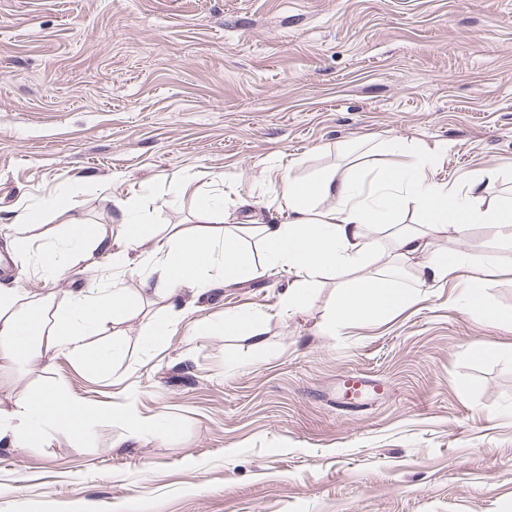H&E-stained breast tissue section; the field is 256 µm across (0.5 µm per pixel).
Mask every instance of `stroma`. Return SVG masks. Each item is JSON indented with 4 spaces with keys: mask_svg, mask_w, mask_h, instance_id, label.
<instances>
[{
    "mask_svg": "<svg viewBox=\"0 0 512 512\" xmlns=\"http://www.w3.org/2000/svg\"><path fill=\"white\" fill-rule=\"evenodd\" d=\"M388 138L439 151V180L512 198V0H0V288L62 303L136 287L150 266L116 279L106 251L54 272L36 255L73 221L115 229L128 197L161 237L214 197L225 223H280L285 175L377 168ZM50 199L63 210L17 223L18 203ZM341 279L300 313L280 311L279 274L154 295L109 375L64 355L18 371L178 430L139 439L102 417L78 441L0 447V512H512V324L445 283L334 327ZM248 308L263 346L198 335ZM349 372L388 395L342 412Z\"/></svg>",
    "mask_w": 512,
    "mask_h": 512,
    "instance_id": "obj_1",
    "label": "stroma"
}]
</instances>
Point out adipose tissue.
Returning <instances> with one entry per match:
<instances>
[{
	"mask_svg": "<svg viewBox=\"0 0 512 512\" xmlns=\"http://www.w3.org/2000/svg\"><path fill=\"white\" fill-rule=\"evenodd\" d=\"M389 164L371 171L331 170L300 182L285 177L282 205L285 224H228L219 232H177L169 236L163 256L151 257L153 238L149 225L138 216L139 201L126 200L119 207L121 219L111 235L85 224H73L60 242L40 253L46 270H56L64 254L93 247L111 250L112 264L127 267L133 251L152 259V276L138 287L116 284L74 296L68 306L55 307L52 299L20 304L15 290L0 289V363L31 364L49 354H62L98 374L110 372L124 352L120 324L137 314L145 297L167 287L169 293L187 288L194 295L208 291L214 280L238 284L244 275L258 278L271 269L288 268L294 279L281 303L291 311L302 310L314 296L318 278L325 272L351 271L338 289L329 321L338 326L384 320L415 302L422 289L448 281L461 290V305L469 312L512 322V313L490 305L487 275L512 274V202L488 198L480 180L461 189L436 182L437 162L405 144L382 142ZM417 212L428 229L403 228L407 211ZM400 225L387 271L368 275L364 269L375 258L367 239L370 228ZM474 224L495 227L501 243L487 255L484 275L473 272L469 254L436 247L435 237L464 235ZM257 235L264 251L262 262H252L242 247L247 234ZM415 262L411 280H404L401 264ZM110 336L109 344L93 347L92 336ZM12 393L10 406L0 407V446L28 448L44 444L49 431L82 437L98 413L97 407L65 397L60 389L29 387L16 390L0 379V390Z\"/></svg>",
	"mask_w": 512,
	"mask_h": 512,
	"instance_id": "ef3b65f1",
	"label": "adipose tissue"
}]
</instances>
